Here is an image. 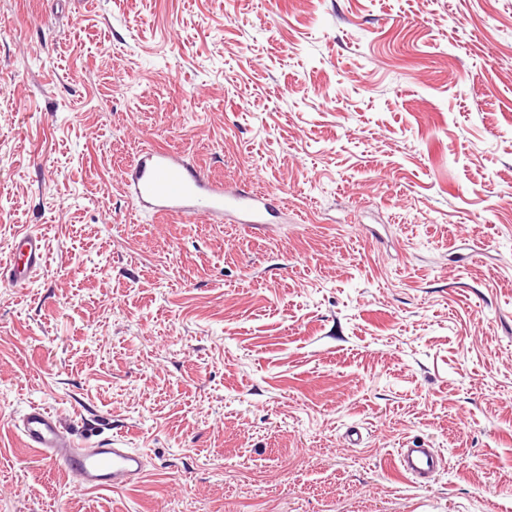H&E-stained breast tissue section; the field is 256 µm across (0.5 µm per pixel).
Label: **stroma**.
<instances>
[{
    "mask_svg": "<svg viewBox=\"0 0 512 512\" xmlns=\"http://www.w3.org/2000/svg\"><path fill=\"white\" fill-rule=\"evenodd\" d=\"M146 147L267 223L139 213ZM26 225L0 512H512V0H0V260ZM32 404L147 478L73 488ZM46 258L42 234L22 227L14 235L9 262L0 263V280L16 285L25 284L43 268ZM440 462L431 448H401L397 450V470L404 477L426 483L438 471Z\"/></svg>",
    "mask_w": 512,
    "mask_h": 512,
    "instance_id": "1",
    "label": "stroma"
}]
</instances>
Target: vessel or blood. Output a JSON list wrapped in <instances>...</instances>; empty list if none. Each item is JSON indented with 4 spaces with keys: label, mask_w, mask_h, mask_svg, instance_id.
I'll return each mask as SVG.
<instances>
[{
    "label": "vessel or blood",
    "mask_w": 512,
    "mask_h": 512,
    "mask_svg": "<svg viewBox=\"0 0 512 512\" xmlns=\"http://www.w3.org/2000/svg\"><path fill=\"white\" fill-rule=\"evenodd\" d=\"M121 180L140 207L186 218H223L236 211L243 223L259 224L272 207L269 197L243 188L225 189L187 164L177 152L147 149L124 170ZM43 236L21 228L14 236L9 262L0 263V280L12 284L30 281L46 263ZM13 426L24 447L61 466L73 485L87 491L123 490L142 483L148 474L149 455L139 448H124L112 439L92 448L80 447L66 434L55 413L34 405ZM440 462L428 448H401L397 470L419 483L434 476Z\"/></svg>",
    "instance_id": "obj_1"
}]
</instances>
